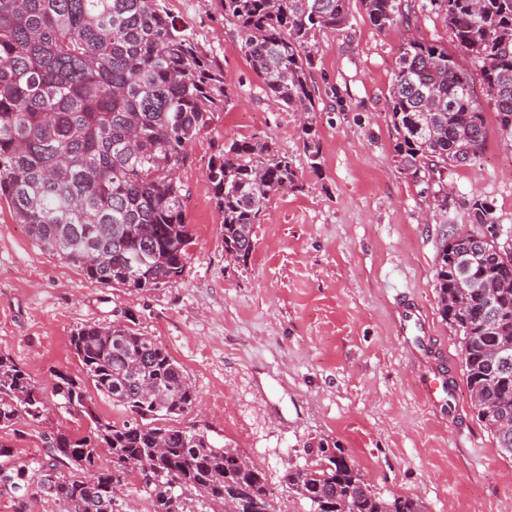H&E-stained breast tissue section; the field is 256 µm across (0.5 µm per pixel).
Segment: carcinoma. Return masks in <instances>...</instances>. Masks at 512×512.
<instances>
[{
    "label": "carcinoma",
    "instance_id": "1",
    "mask_svg": "<svg viewBox=\"0 0 512 512\" xmlns=\"http://www.w3.org/2000/svg\"><path fill=\"white\" fill-rule=\"evenodd\" d=\"M224 21L278 108L306 115L302 145L320 165L315 90L317 37L348 21L350 0H218ZM379 30L397 0H359ZM457 48L480 63L500 129L512 136V0H428ZM232 93L212 53L166 0H0V201L35 245L90 280L135 292L177 281L192 231L178 172L192 144L229 109ZM399 163L432 182L473 165L487 119L472 75L448 48L413 38L399 49L389 89ZM207 179L223 216L224 251L247 262L253 229L281 186L303 189L294 161L261 136L229 139ZM476 231H454L438 248L439 313L460 339L463 375L477 419L512 459V245L496 246L492 207L468 201ZM467 277L470 288L458 281ZM494 289L493 307L482 294ZM85 376L129 414L100 418L82 379L53 371L51 391L0 352V497L28 512L35 500L56 512H121L117 491L135 477L149 512H279L263 467L237 462L236 448L206 431L164 424L193 409L182 367L134 317L84 324L70 336ZM88 421L81 436L39 433L43 453L23 457L11 439L45 421L47 396ZM312 466L283 477L288 497L309 512H423L419 499L373 489L343 453L319 447Z\"/></svg>",
    "mask_w": 512,
    "mask_h": 512
}]
</instances>
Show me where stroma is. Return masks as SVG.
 <instances>
[{"label": "stroma", "instance_id": "stroma-1", "mask_svg": "<svg viewBox=\"0 0 512 512\" xmlns=\"http://www.w3.org/2000/svg\"><path fill=\"white\" fill-rule=\"evenodd\" d=\"M424 2L399 0L401 18L381 31L352 0L348 23L320 34L311 73L315 171L299 114L271 106L216 0H167L172 16L213 51L234 94L180 172L193 233L188 264L157 290L100 285L41 251L1 202L0 352L50 387L52 370L82 373L69 343L76 327L112 323L127 309L197 393L178 425L206 430L261 465L280 512L289 507L284 474L314 464L322 446L341 448L377 491L419 498L426 512H512V459L474 413L461 345L439 314L434 283L443 235L472 226L471 196L512 228V140L481 97L486 142L474 165L446 173L455 202L445 211L399 166L387 96L400 47L413 36L435 40L479 72ZM253 135L292 157L304 188H280L254 227L247 264L238 265L225 257L207 172L224 139ZM404 301L429 316L428 347L399 340ZM440 367L461 407L452 420L429 408L419 387Z\"/></svg>", "mask_w": 512, "mask_h": 512}]
</instances>
